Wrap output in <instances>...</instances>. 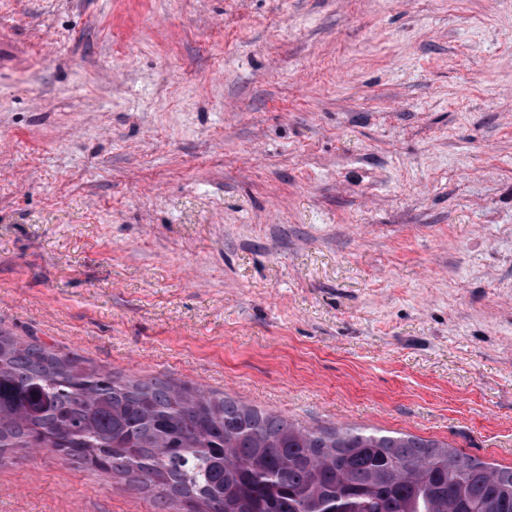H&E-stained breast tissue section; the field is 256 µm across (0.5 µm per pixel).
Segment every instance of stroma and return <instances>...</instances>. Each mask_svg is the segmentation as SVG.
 I'll return each instance as SVG.
<instances>
[{"mask_svg": "<svg viewBox=\"0 0 512 512\" xmlns=\"http://www.w3.org/2000/svg\"><path fill=\"white\" fill-rule=\"evenodd\" d=\"M0 329L512 466V0H0ZM0 512H156L43 448Z\"/></svg>", "mask_w": 512, "mask_h": 512, "instance_id": "35a3bbf8", "label": "stroma"}]
</instances>
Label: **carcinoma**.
<instances>
[{"label": "carcinoma", "instance_id": "obj_1", "mask_svg": "<svg viewBox=\"0 0 512 512\" xmlns=\"http://www.w3.org/2000/svg\"><path fill=\"white\" fill-rule=\"evenodd\" d=\"M35 448L156 491L158 512H512V467L446 443L299 425L1 329L0 465Z\"/></svg>", "mask_w": 512, "mask_h": 512}]
</instances>
